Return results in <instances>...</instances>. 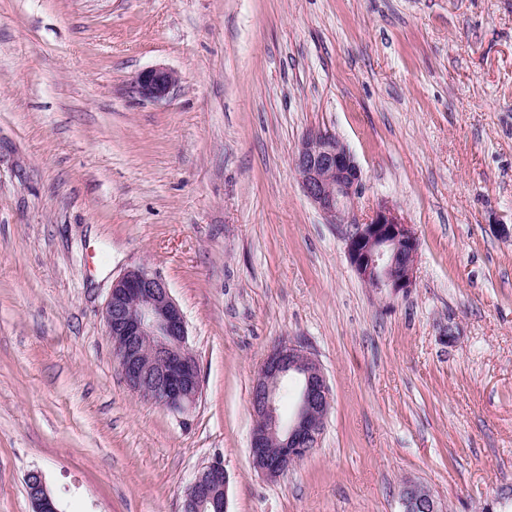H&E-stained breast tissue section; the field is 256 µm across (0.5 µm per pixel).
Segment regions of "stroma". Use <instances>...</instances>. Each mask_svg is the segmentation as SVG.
<instances>
[{
    "label": "stroma",
    "instance_id": "obj_1",
    "mask_svg": "<svg viewBox=\"0 0 512 512\" xmlns=\"http://www.w3.org/2000/svg\"><path fill=\"white\" fill-rule=\"evenodd\" d=\"M180 76L137 97L153 66ZM396 204L416 286L387 298L303 194L302 138ZM512 0H0V512L41 470L64 512H181L219 459L228 512H512ZM146 265L202 391L134 394L103 311ZM302 342L333 400L280 480L250 456L268 349ZM178 81V75L173 70L164 66H155L137 75L133 89L143 99L158 101L166 98ZM403 512H440L432 494L421 486L409 482L401 492Z\"/></svg>",
    "mask_w": 512,
    "mask_h": 512
}]
</instances>
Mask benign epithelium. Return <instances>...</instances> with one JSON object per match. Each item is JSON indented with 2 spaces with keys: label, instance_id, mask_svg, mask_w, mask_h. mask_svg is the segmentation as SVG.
Wrapping results in <instances>:
<instances>
[{
  "label": "benign epithelium",
  "instance_id": "1",
  "mask_svg": "<svg viewBox=\"0 0 512 512\" xmlns=\"http://www.w3.org/2000/svg\"><path fill=\"white\" fill-rule=\"evenodd\" d=\"M178 75L164 66L140 72L134 92L141 98H166ZM305 196L337 225L348 262L358 277L391 297L415 285L419 237L398 208L381 202L365 220L357 217L362 175L350 151L334 133L309 134L294 157ZM105 334L126 384L140 397L172 413L192 409L201 395L197 360L188 343L184 313L164 279L146 267L116 278L104 311ZM255 417L250 455L256 471L277 480L318 444L332 404L325 372L300 342L281 343L266 354L251 391ZM229 477L213 460L188 486L183 512H227ZM32 512H61L41 471L26 476ZM403 512H440L432 494L409 482L401 492Z\"/></svg>",
  "mask_w": 512,
  "mask_h": 512
}]
</instances>
